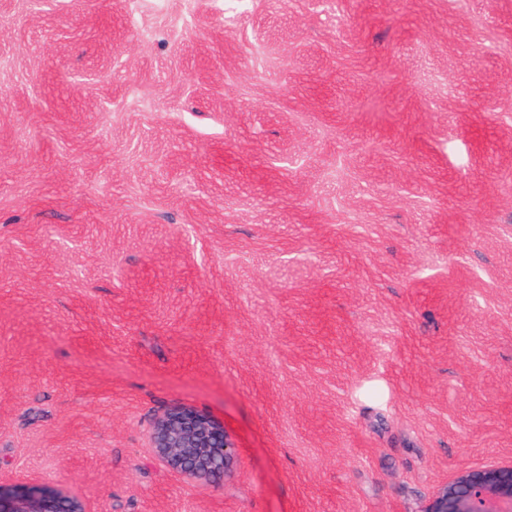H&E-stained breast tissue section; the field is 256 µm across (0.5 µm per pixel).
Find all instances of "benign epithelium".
Returning a JSON list of instances; mask_svg holds the SVG:
<instances>
[{"mask_svg":"<svg viewBox=\"0 0 512 512\" xmlns=\"http://www.w3.org/2000/svg\"><path fill=\"white\" fill-rule=\"evenodd\" d=\"M154 458L189 481L221 480L234 472L237 448L224 424L176 406L150 433ZM0 512H92L66 487L39 480L0 478ZM423 512H512V465L460 471L440 487Z\"/></svg>","mask_w":512,"mask_h":512,"instance_id":"obj_1","label":"benign epithelium"}]
</instances>
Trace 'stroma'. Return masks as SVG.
Returning a JSON list of instances; mask_svg holds the SVG:
<instances>
[{
    "instance_id": "stroma-1",
    "label": "stroma",
    "mask_w": 512,
    "mask_h": 512,
    "mask_svg": "<svg viewBox=\"0 0 512 512\" xmlns=\"http://www.w3.org/2000/svg\"><path fill=\"white\" fill-rule=\"evenodd\" d=\"M176 406L231 478L154 460ZM510 462L512 0H0V477L423 512ZM154 458L189 481L221 480L234 472L237 448L224 424L176 406L157 418L150 433Z\"/></svg>"
}]
</instances>
